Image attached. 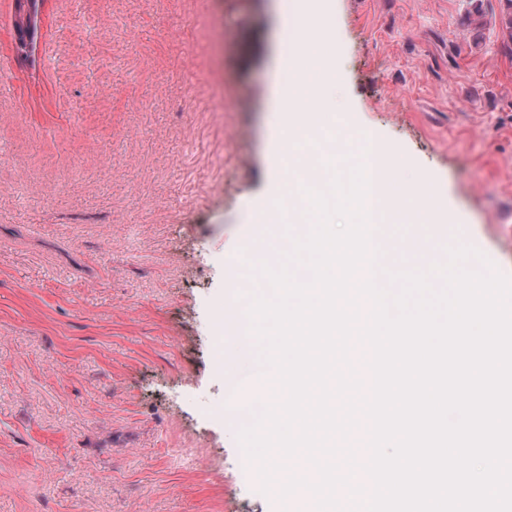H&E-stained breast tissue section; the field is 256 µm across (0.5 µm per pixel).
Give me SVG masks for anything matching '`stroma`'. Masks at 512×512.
<instances>
[{
  "label": "stroma",
  "mask_w": 512,
  "mask_h": 512,
  "mask_svg": "<svg viewBox=\"0 0 512 512\" xmlns=\"http://www.w3.org/2000/svg\"><path fill=\"white\" fill-rule=\"evenodd\" d=\"M285 3L47 0L31 66L0 0V512H316L261 491L217 334L312 226L306 160L271 146L290 54L291 94H336L324 182L364 138L394 156L386 273L462 242L512 277L503 0H336L300 48Z\"/></svg>",
  "instance_id": "stroma-1"
}]
</instances>
